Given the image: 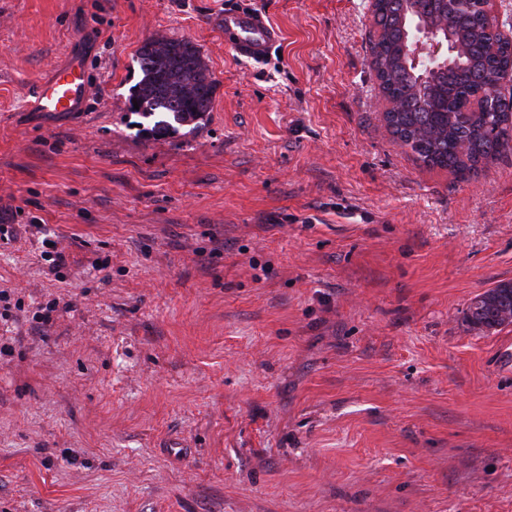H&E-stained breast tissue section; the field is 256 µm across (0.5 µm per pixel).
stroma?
Wrapping results in <instances>:
<instances>
[{"label": "stroma", "instance_id": "stroma-1", "mask_svg": "<svg viewBox=\"0 0 512 512\" xmlns=\"http://www.w3.org/2000/svg\"><path fill=\"white\" fill-rule=\"evenodd\" d=\"M374 33L372 0H0V512H512V324L464 320L512 280V153L417 162ZM152 37L209 65L197 129L128 109ZM75 55L85 112L32 111ZM224 42L238 56L263 58L280 41V31L261 14L248 9H228L218 18Z\"/></svg>", "mask_w": 512, "mask_h": 512}]
</instances>
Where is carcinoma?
<instances>
[{"label":"carcinoma","mask_w":512,"mask_h":512,"mask_svg":"<svg viewBox=\"0 0 512 512\" xmlns=\"http://www.w3.org/2000/svg\"><path fill=\"white\" fill-rule=\"evenodd\" d=\"M381 33L371 45V67L386 96L398 109L384 120L390 132L410 148L426 167L448 168L458 174L475 172L512 151V112L506 105H490L485 112H466L474 99L493 100L491 77L512 63V45L494 44L484 18L476 11L464 19L443 13L438 0H421L419 14L438 20L450 31L461 51L453 65L417 84L404 51L415 22L401 2L376 7ZM141 78L132 100L146 117L166 116L156 126L195 123L211 110L215 82L199 49L190 41H145L137 52ZM483 310H466L472 329L496 330L503 312L512 314V281H501L487 291Z\"/></svg>","instance_id":"cac0c4a2"}]
</instances>
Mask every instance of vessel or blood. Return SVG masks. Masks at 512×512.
<instances>
[{"label": "vessel or blood", "mask_w": 512, "mask_h": 512, "mask_svg": "<svg viewBox=\"0 0 512 512\" xmlns=\"http://www.w3.org/2000/svg\"><path fill=\"white\" fill-rule=\"evenodd\" d=\"M218 22L224 29L225 44L240 57L262 58L280 41L278 28L247 9L225 10ZM89 94L87 68L82 59L74 58L36 81L30 108L48 114H73L80 111Z\"/></svg>", "instance_id": "b4317fda"}]
</instances>
